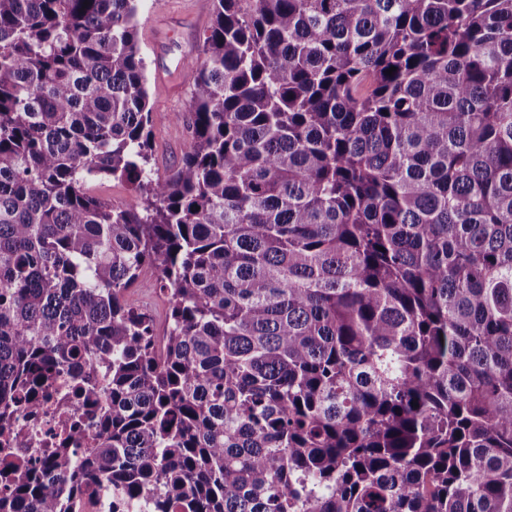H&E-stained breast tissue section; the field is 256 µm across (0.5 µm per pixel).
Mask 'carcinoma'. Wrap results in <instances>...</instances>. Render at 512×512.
<instances>
[{"instance_id":"1","label":"carcinoma","mask_w":512,"mask_h":512,"mask_svg":"<svg viewBox=\"0 0 512 512\" xmlns=\"http://www.w3.org/2000/svg\"><path fill=\"white\" fill-rule=\"evenodd\" d=\"M138 2L0 0V512H512V0H214L163 177ZM90 191L96 196L111 199L116 203L126 202L131 198L128 185L112 179L91 183ZM77 386L74 371L65 370L55 376L36 413H30L27 402L19 399L10 419L0 422V442L4 431L13 435L14 440L19 435L23 445L17 448L14 441V455L41 461L48 448H55L65 437L76 440L81 432L73 429L80 413Z\"/></svg>"}]
</instances>
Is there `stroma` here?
I'll return each instance as SVG.
<instances>
[{
    "instance_id": "35a3bbf8",
    "label": "stroma",
    "mask_w": 512,
    "mask_h": 512,
    "mask_svg": "<svg viewBox=\"0 0 512 512\" xmlns=\"http://www.w3.org/2000/svg\"><path fill=\"white\" fill-rule=\"evenodd\" d=\"M213 18V0H140V44L154 113V168L165 175L188 140L191 78L179 67L196 56Z\"/></svg>"
}]
</instances>
